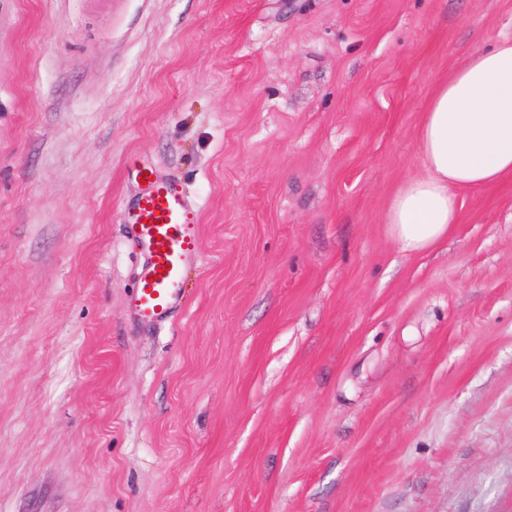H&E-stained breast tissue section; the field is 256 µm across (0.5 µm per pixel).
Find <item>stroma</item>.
Listing matches in <instances>:
<instances>
[{
    "label": "stroma",
    "instance_id": "stroma-1",
    "mask_svg": "<svg viewBox=\"0 0 512 512\" xmlns=\"http://www.w3.org/2000/svg\"><path fill=\"white\" fill-rule=\"evenodd\" d=\"M512 0H0V512H512V177L384 222ZM194 202L171 323L120 207Z\"/></svg>",
    "mask_w": 512,
    "mask_h": 512
}]
</instances>
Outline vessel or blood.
Instances as JSON below:
<instances>
[{"mask_svg": "<svg viewBox=\"0 0 512 512\" xmlns=\"http://www.w3.org/2000/svg\"><path fill=\"white\" fill-rule=\"evenodd\" d=\"M122 217L142 257L131 308L142 323H163L181 306L188 273L197 262L199 230L192 205L170 179L151 169Z\"/></svg>", "mask_w": 512, "mask_h": 512, "instance_id": "obj_1", "label": "vessel or blood"}]
</instances>
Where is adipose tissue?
Masks as SVG:
<instances>
[{
  "label": "adipose tissue",
  "mask_w": 512,
  "mask_h": 512,
  "mask_svg": "<svg viewBox=\"0 0 512 512\" xmlns=\"http://www.w3.org/2000/svg\"><path fill=\"white\" fill-rule=\"evenodd\" d=\"M424 175L405 179L385 215L408 254L446 239L459 221L457 193L487 189L512 176V35L440 81L418 131Z\"/></svg>",
  "instance_id": "ef3b65f1"
}]
</instances>
